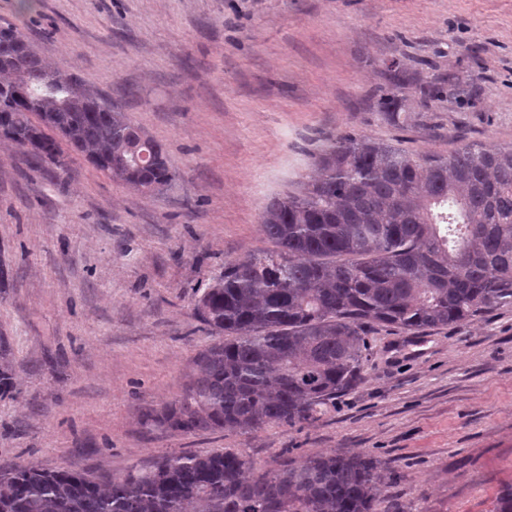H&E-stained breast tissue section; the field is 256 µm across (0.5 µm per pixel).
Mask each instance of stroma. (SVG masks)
<instances>
[{
    "mask_svg": "<svg viewBox=\"0 0 512 512\" xmlns=\"http://www.w3.org/2000/svg\"><path fill=\"white\" fill-rule=\"evenodd\" d=\"M1 22L121 105L179 178L141 194L69 146L57 174L0 141V469L368 453L392 512H494L512 488V303L380 328L363 382L313 424L185 435L156 417L216 341L197 299L225 263L273 251L259 215L328 134L434 156L512 144V0H0ZM391 95L406 121L382 113Z\"/></svg>",
    "mask_w": 512,
    "mask_h": 512,
    "instance_id": "1",
    "label": "stroma"
}]
</instances>
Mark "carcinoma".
<instances>
[{"label": "carcinoma", "mask_w": 512, "mask_h": 512, "mask_svg": "<svg viewBox=\"0 0 512 512\" xmlns=\"http://www.w3.org/2000/svg\"><path fill=\"white\" fill-rule=\"evenodd\" d=\"M0 139L62 170L58 140L149 194L179 173L122 109L0 24ZM296 193L260 215L277 250L224 265L194 315L220 341L160 423L183 434L312 424L363 380L367 336L419 333L512 303V145L425 156L338 133ZM381 463L318 455L256 470L217 449L120 481L36 464L0 472V512H383Z\"/></svg>", "instance_id": "cac0c4a2"}]
</instances>
